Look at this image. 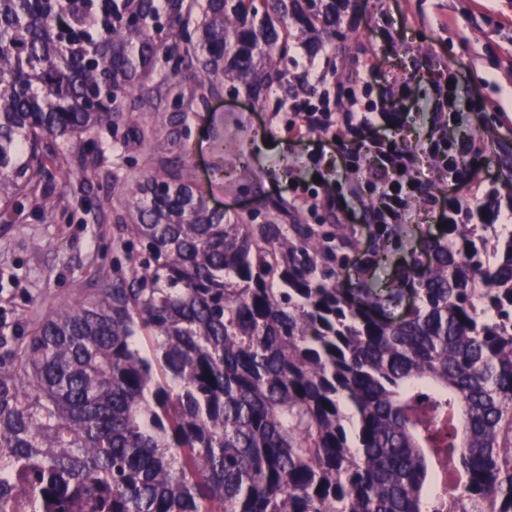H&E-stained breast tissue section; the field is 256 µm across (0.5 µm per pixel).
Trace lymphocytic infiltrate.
Returning <instances> with one entry per match:
<instances>
[{
    "label": "lymphocytic infiltrate",
    "mask_w": 512,
    "mask_h": 512,
    "mask_svg": "<svg viewBox=\"0 0 512 512\" xmlns=\"http://www.w3.org/2000/svg\"><path fill=\"white\" fill-rule=\"evenodd\" d=\"M372 69V64L358 63L350 77L332 87L326 86L321 70L308 71L310 91L289 105L285 129L297 138L329 135L338 152L337 177L359 179L369 190L377 223L395 224L409 201L425 194L414 153L401 136L402 115L412 102L411 87L404 82L392 87L388 96L369 99ZM424 150L435 166L467 186L472 171L463 166V159L485 154L472 140L452 142L444 135L431 138Z\"/></svg>",
    "instance_id": "obj_1"
}]
</instances>
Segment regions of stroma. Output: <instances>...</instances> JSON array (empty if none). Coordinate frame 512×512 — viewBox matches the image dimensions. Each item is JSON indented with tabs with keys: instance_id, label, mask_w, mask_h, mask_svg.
I'll return each mask as SVG.
<instances>
[{
	"instance_id": "35a3bbf8",
	"label": "stroma",
	"mask_w": 512,
	"mask_h": 512,
	"mask_svg": "<svg viewBox=\"0 0 512 512\" xmlns=\"http://www.w3.org/2000/svg\"><path fill=\"white\" fill-rule=\"evenodd\" d=\"M340 31L333 49L317 54L298 49L288 70L300 73L319 65L333 83L344 79L353 60H376L369 77L374 94L411 80L414 109L406 120L410 139L417 140L434 118L428 76L447 69L461 75L462 100L478 97L504 108L489 122L481 114L461 112L459 132L487 147L512 130V0H350ZM285 99L277 87L259 102L242 91L226 92L189 112L173 100H156L135 120L162 129L181 146L178 171L207 194L212 206L254 216L259 224L336 223L327 211L299 213L288 203L302 155L324 148L325 141L317 133L303 140L288 137ZM102 146L96 170L75 163L67 176L48 183L59 202L51 215H41L29 200L22 214L0 217L1 367L52 306L89 295L101 280L129 265L116 217L126 211L128 189L157 171L165 154L134 144L116 152L108 137ZM96 174L116 177L113 196L89 187ZM348 203L356 248L337 276L352 281L373 241L368 206L353 197Z\"/></svg>"
}]
</instances>
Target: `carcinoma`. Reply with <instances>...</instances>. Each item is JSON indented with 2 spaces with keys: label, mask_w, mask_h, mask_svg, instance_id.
Listing matches in <instances>:
<instances>
[{
  "label": "carcinoma",
  "mask_w": 512,
  "mask_h": 512,
  "mask_svg": "<svg viewBox=\"0 0 512 512\" xmlns=\"http://www.w3.org/2000/svg\"><path fill=\"white\" fill-rule=\"evenodd\" d=\"M342 2L0 0V214L88 164L69 144L164 148L133 118L161 91L290 86L281 62L336 39ZM494 150L512 173V139ZM129 196L130 267L0 369V512L22 472L39 512H512V231L393 224L365 266L421 253L348 288L342 224H243L166 169ZM506 206L512 183L469 208Z\"/></svg>",
  "instance_id": "carcinoma-1"
}]
</instances>
